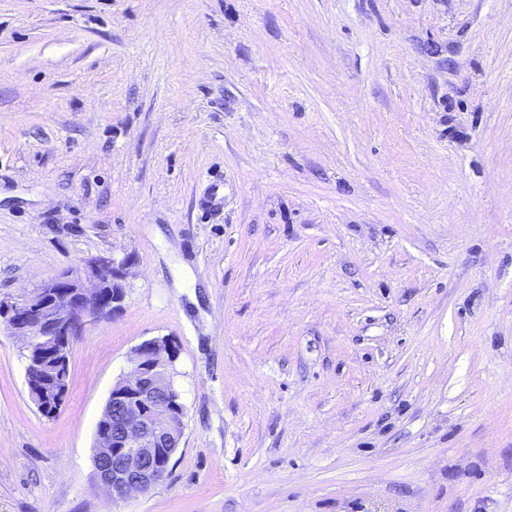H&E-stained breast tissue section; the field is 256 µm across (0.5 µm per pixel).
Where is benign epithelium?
Segmentation results:
<instances>
[{
    "mask_svg": "<svg viewBox=\"0 0 512 512\" xmlns=\"http://www.w3.org/2000/svg\"><path fill=\"white\" fill-rule=\"evenodd\" d=\"M128 266L126 257L108 264L98 255L84 257L23 302L1 303L0 323L27 345L49 337L40 350L47 359L69 355L75 338L122 302ZM175 359L168 339L145 340L132 351L130 371L112 386L103 411L112 414V426L96 429L94 462L115 502L163 480L179 448L185 405L170 374Z\"/></svg>",
    "mask_w": 512,
    "mask_h": 512,
    "instance_id": "1",
    "label": "benign epithelium"
}]
</instances>
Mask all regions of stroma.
I'll return each instance as SVG.
<instances>
[{
    "mask_svg": "<svg viewBox=\"0 0 512 512\" xmlns=\"http://www.w3.org/2000/svg\"><path fill=\"white\" fill-rule=\"evenodd\" d=\"M100 252L55 417L0 325V512H512V0H0V300ZM155 337L184 434L115 502ZM175 348L167 338L134 347L131 369L113 386L96 428L95 468L112 501L146 493L165 477L184 431L185 405L170 368Z\"/></svg>",
    "mask_w": 512,
    "mask_h": 512,
    "instance_id": "obj_1",
    "label": "stroma"
}]
</instances>
